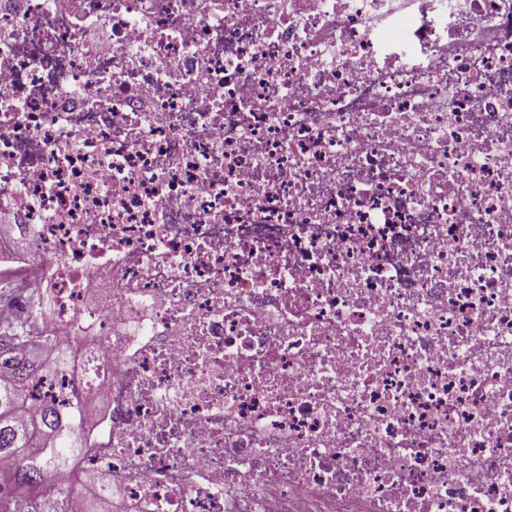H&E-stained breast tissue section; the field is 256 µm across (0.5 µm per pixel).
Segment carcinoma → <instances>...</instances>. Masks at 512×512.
Wrapping results in <instances>:
<instances>
[{
	"label": "carcinoma",
	"mask_w": 512,
	"mask_h": 512,
	"mask_svg": "<svg viewBox=\"0 0 512 512\" xmlns=\"http://www.w3.org/2000/svg\"><path fill=\"white\" fill-rule=\"evenodd\" d=\"M33 331L31 326L0 333V455L25 459L33 449L40 453L38 461L0 473V512H51L37 507L44 499V484L58 465L82 447L78 427L50 406L44 407L36 419L17 417L29 383L36 377L58 375L63 364V354L55 352L13 356Z\"/></svg>",
	"instance_id": "carcinoma-1"
}]
</instances>
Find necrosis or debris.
Listing matches in <instances>:
<instances>
[{
    "mask_svg": "<svg viewBox=\"0 0 512 512\" xmlns=\"http://www.w3.org/2000/svg\"><path fill=\"white\" fill-rule=\"evenodd\" d=\"M1 213L53 512H512V0H0Z\"/></svg>",
    "mask_w": 512,
    "mask_h": 512,
    "instance_id": "1",
    "label": "necrosis or debris"
}]
</instances>
